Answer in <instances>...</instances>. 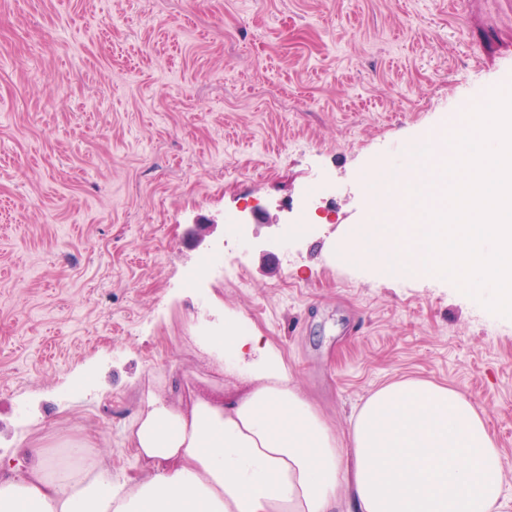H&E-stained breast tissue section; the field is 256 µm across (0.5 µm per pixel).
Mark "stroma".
Returning a JSON list of instances; mask_svg holds the SVG:
<instances>
[{
  "instance_id": "35a3bbf8",
  "label": "stroma",
  "mask_w": 512,
  "mask_h": 512,
  "mask_svg": "<svg viewBox=\"0 0 512 512\" xmlns=\"http://www.w3.org/2000/svg\"><path fill=\"white\" fill-rule=\"evenodd\" d=\"M499 87L512 0H0V457L66 430L135 476L143 392L239 387L194 334L228 308L337 433L393 382L464 393L512 495V320L337 249L368 175Z\"/></svg>"
}]
</instances>
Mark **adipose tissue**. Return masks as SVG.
Returning <instances> with one entry per match:
<instances>
[{"label": "adipose tissue", "instance_id": "adipose-tissue-1", "mask_svg": "<svg viewBox=\"0 0 512 512\" xmlns=\"http://www.w3.org/2000/svg\"><path fill=\"white\" fill-rule=\"evenodd\" d=\"M207 352L240 390L193 392L179 409L148 391L128 428L138 479L85 461L64 434L71 461L29 448L24 469L0 465V512H512L501 453L460 391L380 388L340 436L235 311Z\"/></svg>", "mask_w": 512, "mask_h": 512}]
</instances>
